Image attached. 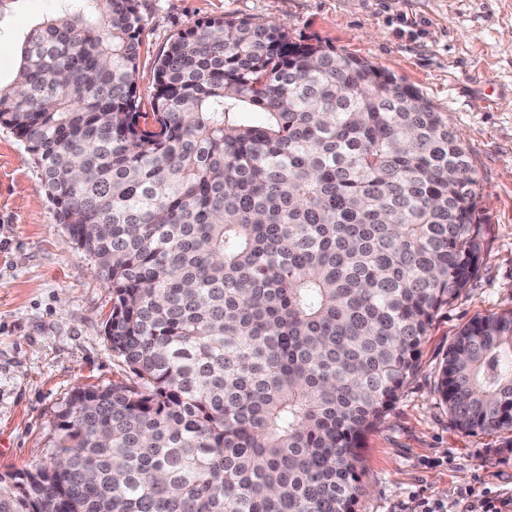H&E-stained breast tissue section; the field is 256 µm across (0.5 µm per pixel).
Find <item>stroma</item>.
<instances>
[{"label":"stroma","instance_id":"35a3bbf8","mask_svg":"<svg viewBox=\"0 0 512 512\" xmlns=\"http://www.w3.org/2000/svg\"><path fill=\"white\" fill-rule=\"evenodd\" d=\"M59 0H16L0 16V88L27 34ZM136 82L149 109L155 65L194 22L285 24L293 41L333 47L414 86L462 138L480 194V269L437 315L418 367L359 450L356 512H421L466 496L512 502V436L453 427L435 386L470 319L512 310V0H139ZM408 21L401 35L393 18ZM112 289L75 250L33 156L0 127V474L56 459L57 415L80 388L126 378L107 337Z\"/></svg>","mask_w":512,"mask_h":512}]
</instances>
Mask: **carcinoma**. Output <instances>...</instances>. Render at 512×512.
<instances>
[{"label":"carcinoma","mask_w":512,"mask_h":512,"mask_svg":"<svg viewBox=\"0 0 512 512\" xmlns=\"http://www.w3.org/2000/svg\"><path fill=\"white\" fill-rule=\"evenodd\" d=\"M62 2L0 127L112 287L130 377L71 395L67 475H0V512H66L62 483L82 512H355L362 438L479 271L461 139L369 62L221 17L173 37L142 112L137 0ZM436 391L512 434V310L461 327Z\"/></svg>","instance_id":"obj_1"}]
</instances>
